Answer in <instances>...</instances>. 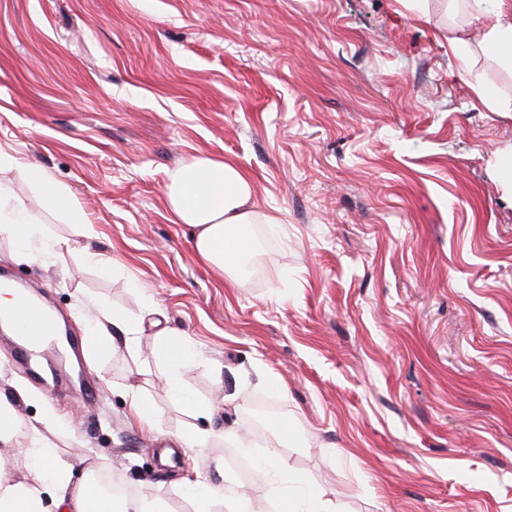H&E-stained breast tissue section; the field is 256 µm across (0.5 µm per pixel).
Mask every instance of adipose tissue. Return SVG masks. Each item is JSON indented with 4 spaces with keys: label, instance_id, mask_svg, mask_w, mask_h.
<instances>
[{
    "label": "adipose tissue",
    "instance_id": "1",
    "mask_svg": "<svg viewBox=\"0 0 512 512\" xmlns=\"http://www.w3.org/2000/svg\"><path fill=\"white\" fill-rule=\"evenodd\" d=\"M478 46L493 54L501 67L512 69V9L498 8L474 16ZM170 219L193 230V249L204 265L222 272L242 266L249 246L232 236L233 228L259 223L250 176L235 162L221 157H195L171 172L165 185ZM93 318L88 337L95 352L104 355L117 346L136 350L140 322L99 301H92ZM154 352L163 356L164 380L173 401L195 416L209 417L211 407L199 401L184 383L185 372L199 360L195 346L168 328L153 334ZM21 386L13 394L0 393V512H172L165 501L147 496L122 499L113 504L93 481L73 482L69 464L49 444L51 417L30 420L18 402L32 400ZM23 437L25 470L15 476L1 461L8 456L7 442Z\"/></svg>",
    "mask_w": 512,
    "mask_h": 512
}]
</instances>
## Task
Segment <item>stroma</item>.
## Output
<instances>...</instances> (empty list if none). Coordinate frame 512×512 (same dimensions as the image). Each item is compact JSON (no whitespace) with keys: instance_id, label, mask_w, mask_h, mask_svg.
Listing matches in <instances>:
<instances>
[{"instance_id":"obj_1","label":"stroma","mask_w":512,"mask_h":512,"mask_svg":"<svg viewBox=\"0 0 512 512\" xmlns=\"http://www.w3.org/2000/svg\"><path fill=\"white\" fill-rule=\"evenodd\" d=\"M468 20L452 0H0V185L42 231L26 261L0 234V267L78 336L83 296L132 319L152 298L201 354L184 381L212 425L238 454L284 455L335 512H512V112L487 111L466 69L505 100L512 71L449 51ZM198 155L235 161L274 218L262 280L205 267L170 220L167 177ZM21 165L72 194L91 240ZM151 343L53 391L0 332V390L57 415L74 480L91 456L193 512L184 469L224 485V451L161 462L192 417Z\"/></svg>"}]
</instances>
